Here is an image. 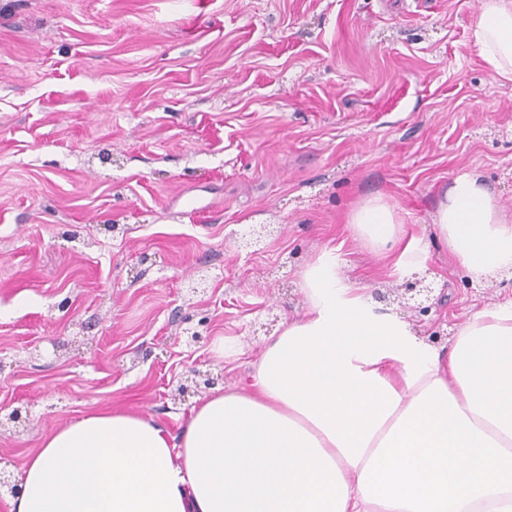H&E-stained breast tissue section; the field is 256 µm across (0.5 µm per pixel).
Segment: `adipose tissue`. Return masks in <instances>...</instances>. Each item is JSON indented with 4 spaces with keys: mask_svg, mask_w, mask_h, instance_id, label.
Segmentation results:
<instances>
[{
    "mask_svg": "<svg viewBox=\"0 0 512 512\" xmlns=\"http://www.w3.org/2000/svg\"><path fill=\"white\" fill-rule=\"evenodd\" d=\"M472 41L512 81V0H479ZM348 222L424 269L383 196ZM434 223L471 282L512 268V218L473 172L454 177ZM307 301L265 347L251 390L194 407L179 437L133 412L53 431L10 512H512V300L475 311L448 354L374 311L326 250L300 274Z\"/></svg>",
    "mask_w": 512,
    "mask_h": 512,
    "instance_id": "1",
    "label": "adipose tissue"
}]
</instances>
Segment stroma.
I'll list each match as a JSON object with an SVG mask.
<instances>
[{"label":"stroma","instance_id":"1","mask_svg":"<svg viewBox=\"0 0 512 512\" xmlns=\"http://www.w3.org/2000/svg\"><path fill=\"white\" fill-rule=\"evenodd\" d=\"M478 2L0 0V468L106 410L179 434V385L244 388L326 249L444 353L511 300L512 271L474 286L433 225L463 172L512 215V81L472 44ZM377 195L429 252L427 304L348 230Z\"/></svg>","mask_w":512,"mask_h":512}]
</instances>
